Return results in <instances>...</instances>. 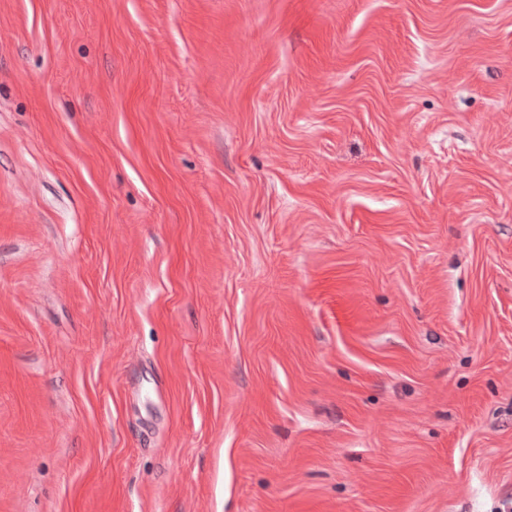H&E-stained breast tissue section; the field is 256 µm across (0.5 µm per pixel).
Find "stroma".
I'll return each instance as SVG.
<instances>
[{
	"instance_id": "1",
	"label": "stroma",
	"mask_w": 512,
	"mask_h": 512,
	"mask_svg": "<svg viewBox=\"0 0 512 512\" xmlns=\"http://www.w3.org/2000/svg\"><path fill=\"white\" fill-rule=\"evenodd\" d=\"M0 512H512V0H0Z\"/></svg>"
}]
</instances>
